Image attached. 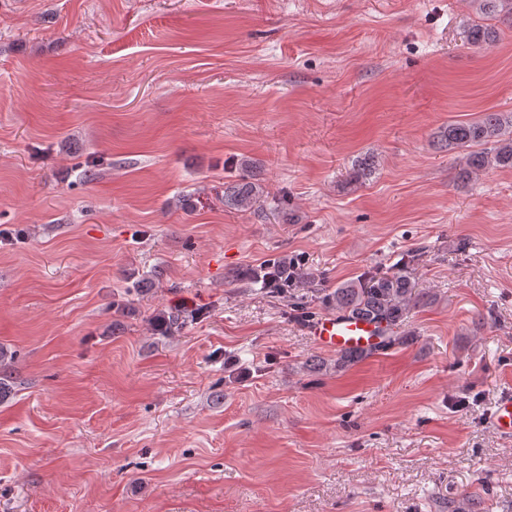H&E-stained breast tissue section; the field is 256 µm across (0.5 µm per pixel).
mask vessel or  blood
<instances>
[{
  "mask_svg": "<svg viewBox=\"0 0 512 512\" xmlns=\"http://www.w3.org/2000/svg\"><path fill=\"white\" fill-rule=\"evenodd\" d=\"M311 334L319 348L340 352H375L383 342L380 328L375 321L346 313L318 319L311 326ZM492 419L500 433L512 434L511 395L501 397Z\"/></svg>",
  "mask_w": 512,
  "mask_h": 512,
  "instance_id": "vessel-or-blood-1",
  "label": "vessel or blood"
}]
</instances>
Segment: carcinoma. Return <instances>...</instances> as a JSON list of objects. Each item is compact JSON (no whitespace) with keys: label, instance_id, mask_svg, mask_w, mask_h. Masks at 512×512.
Returning a JSON list of instances; mask_svg holds the SVG:
<instances>
[{"label":"carcinoma","instance_id":"1","mask_svg":"<svg viewBox=\"0 0 512 512\" xmlns=\"http://www.w3.org/2000/svg\"><path fill=\"white\" fill-rule=\"evenodd\" d=\"M478 10L488 20H512V0H477ZM470 41L480 47L492 46L499 38L498 29L489 24H474L468 30ZM512 127V118L499 112H486L473 122L448 124L441 134V140L450 149L465 151V167L460 169L459 178L493 168H512V135L506 129ZM260 188L242 180L224 189V203L234 210H248L259 198ZM265 290L275 296H285L293 291L300 281L297 272H291L288 257L280 256L269 260L253 274ZM424 295L417 292L410 274L394 272H370L362 279L338 285L326 296V302L336 311L363 316L386 323L396 329L407 313L423 303ZM198 312H188L182 306H172L156 312L150 318L152 331L162 336L180 332L188 318ZM14 356L0 346V398L11 393L13 388L12 366Z\"/></svg>","mask_w":512,"mask_h":512}]
</instances>
